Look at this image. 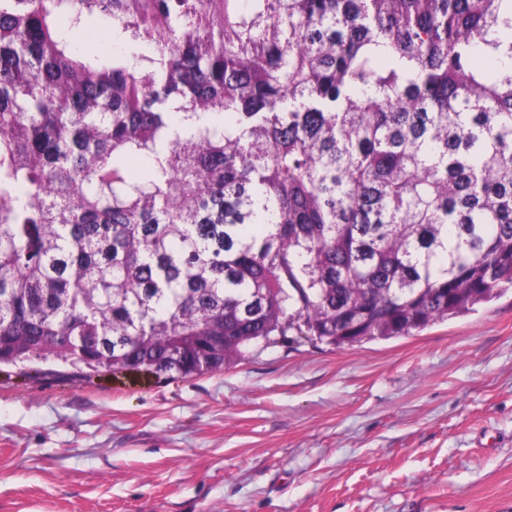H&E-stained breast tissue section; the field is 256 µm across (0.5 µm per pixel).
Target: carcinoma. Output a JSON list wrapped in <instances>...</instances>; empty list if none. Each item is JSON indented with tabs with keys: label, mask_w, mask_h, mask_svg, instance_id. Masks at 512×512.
I'll list each match as a JSON object with an SVG mask.
<instances>
[{
	"label": "carcinoma",
	"mask_w": 512,
	"mask_h": 512,
	"mask_svg": "<svg viewBox=\"0 0 512 512\" xmlns=\"http://www.w3.org/2000/svg\"><path fill=\"white\" fill-rule=\"evenodd\" d=\"M511 288L512 0H0V364L193 377Z\"/></svg>",
	"instance_id": "cac0c4a2"
}]
</instances>
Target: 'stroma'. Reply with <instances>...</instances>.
<instances>
[{"label":"stroma","instance_id":"stroma-1","mask_svg":"<svg viewBox=\"0 0 512 512\" xmlns=\"http://www.w3.org/2000/svg\"><path fill=\"white\" fill-rule=\"evenodd\" d=\"M0 512H512V291L195 378L1 366Z\"/></svg>","mask_w":512,"mask_h":512}]
</instances>
